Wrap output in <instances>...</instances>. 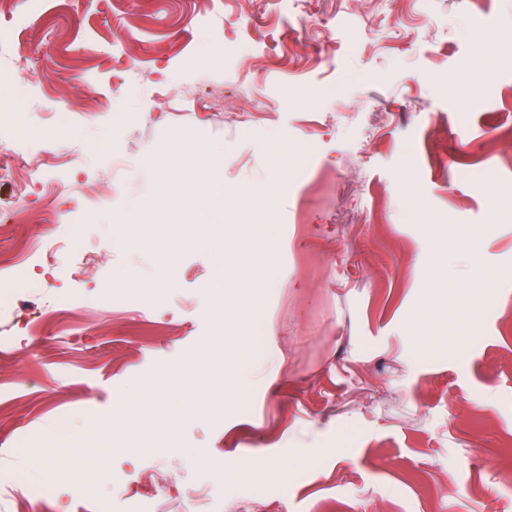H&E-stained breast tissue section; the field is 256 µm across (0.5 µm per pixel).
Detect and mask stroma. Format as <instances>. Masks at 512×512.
I'll return each mask as SVG.
<instances>
[{
    "mask_svg": "<svg viewBox=\"0 0 512 512\" xmlns=\"http://www.w3.org/2000/svg\"><path fill=\"white\" fill-rule=\"evenodd\" d=\"M509 28L512 0H0V99L64 127L62 143L0 150V257L92 215L77 253L29 270L0 336V477L30 487L0 512H84L65 486L38 494L36 461L66 431L110 460L94 492L112 512L130 494L156 512H486L492 496L512 512V141L495 136L512 127V58L467 80L475 32ZM207 42L237 54L199 68ZM180 141L223 151L224 184L277 182L269 256L241 262L240 227L262 218L233 205L222 251L190 243L208 181L170 195L149 165ZM284 151L295 162L275 171ZM158 218L185 243L171 265L149 240ZM220 263L229 292L265 283L249 323L216 320ZM482 269L495 279L470 316ZM59 295L63 318L46 310ZM444 309L469 334L422 348L415 316ZM244 331L253 378L223 412L116 421L157 367L231 356ZM173 427L178 456L157 445Z\"/></svg>",
    "mask_w": 512,
    "mask_h": 512,
    "instance_id": "obj_1",
    "label": "stroma"
}]
</instances>
